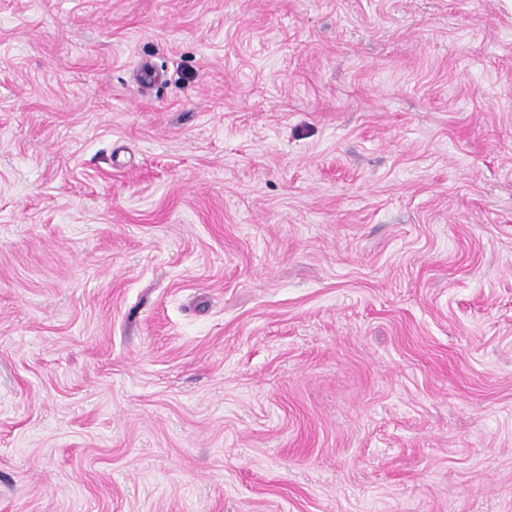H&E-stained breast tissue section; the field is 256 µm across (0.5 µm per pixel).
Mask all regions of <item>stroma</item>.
Masks as SVG:
<instances>
[{
    "mask_svg": "<svg viewBox=\"0 0 512 512\" xmlns=\"http://www.w3.org/2000/svg\"><path fill=\"white\" fill-rule=\"evenodd\" d=\"M0 512H512V0H0Z\"/></svg>",
    "mask_w": 512,
    "mask_h": 512,
    "instance_id": "1",
    "label": "stroma"
}]
</instances>
